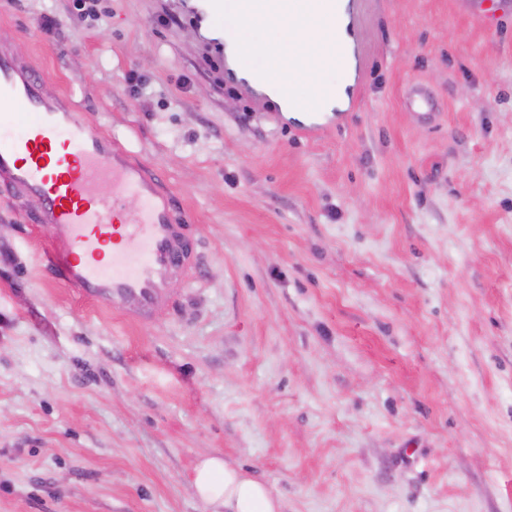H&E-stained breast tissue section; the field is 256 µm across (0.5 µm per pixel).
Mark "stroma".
Masks as SVG:
<instances>
[{"instance_id":"35a3bbf8","label":"stroma","mask_w":512,"mask_h":512,"mask_svg":"<svg viewBox=\"0 0 512 512\" xmlns=\"http://www.w3.org/2000/svg\"><path fill=\"white\" fill-rule=\"evenodd\" d=\"M100 4L0 0V40L158 172L196 264L137 322L0 195V512H223L204 454L280 512H512V0H363L313 137L225 73L201 0Z\"/></svg>"}]
</instances>
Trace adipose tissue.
Segmentation results:
<instances>
[{
  "instance_id": "1",
  "label": "adipose tissue",
  "mask_w": 512,
  "mask_h": 512,
  "mask_svg": "<svg viewBox=\"0 0 512 512\" xmlns=\"http://www.w3.org/2000/svg\"><path fill=\"white\" fill-rule=\"evenodd\" d=\"M194 486L206 501L226 512H278L279 503L260 481L227 465L221 457H203L195 468Z\"/></svg>"
}]
</instances>
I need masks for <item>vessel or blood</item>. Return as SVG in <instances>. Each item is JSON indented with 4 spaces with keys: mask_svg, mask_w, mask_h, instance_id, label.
Instances as JSON below:
<instances>
[{
    "mask_svg": "<svg viewBox=\"0 0 512 512\" xmlns=\"http://www.w3.org/2000/svg\"><path fill=\"white\" fill-rule=\"evenodd\" d=\"M31 119L14 131L18 113ZM109 184L110 195L99 192ZM33 199L57 244L47 267L84 297L149 319L189 276L195 249L160 178L89 130L77 106L48 92L30 65L0 46V191ZM142 206L124 208L127 195Z\"/></svg>",
    "mask_w": 512,
    "mask_h": 512,
    "instance_id": "1",
    "label": "vessel or blood"
}]
</instances>
